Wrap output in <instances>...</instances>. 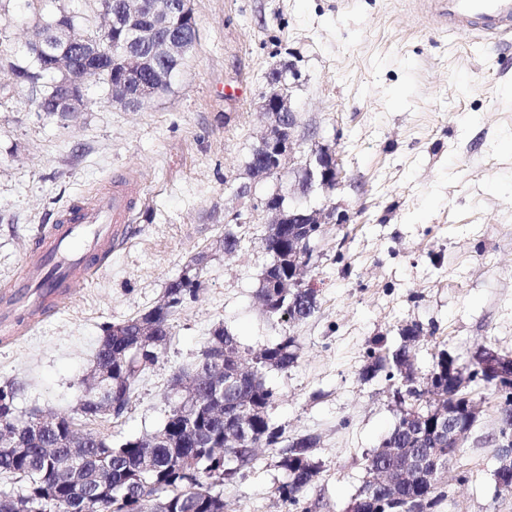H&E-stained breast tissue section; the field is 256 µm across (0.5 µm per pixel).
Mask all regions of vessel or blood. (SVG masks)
<instances>
[{
	"label": "vessel or blood",
	"instance_id": "obj_1",
	"mask_svg": "<svg viewBox=\"0 0 512 512\" xmlns=\"http://www.w3.org/2000/svg\"><path fill=\"white\" fill-rule=\"evenodd\" d=\"M453 27L484 32L512 29V0H434ZM137 176L122 175L61 210L26 251L19 274L0 286V343L19 341L56 313L90 267L99 266L133 234L141 199Z\"/></svg>",
	"mask_w": 512,
	"mask_h": 512
}]
</instances>
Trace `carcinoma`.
Masks as SVG:
<instances>
[{"label":"carcinoma","mask_w":512,"mask_h":512,"mask_svg":"<svg viewBox=\"0 0 512 512\" xmlns=\"http://www.w3.org/2000/svg\"><path fill=\"white\" fill-rule=\"evenodd\" d=\"M10 69L31 82L35 91L32 103L42 111V99L53 92L54 83L33 60L9 62ZM296 225L289 224L276 237L262 240L270 258L288 257V234ZM200 287L198 274L186 270L169 282L164 303L127 321L102 327L94 360L93 379L105 395L99 402L87 399L81 413L110 415L120 418L129 408L141 374L158 362L162 348L170 339L169 320L183 305L196 296ZM317 299L305 303L303 296L288 292L286 304L266 315L279 320L301 322L317 309ZM423 329H405L404 344L390 349L382 340L369 347L368 363L361 378L370 380L385 373V380L396 387L395 379L403 371H412L413 362L407 342L422 335ZM298 344L294 336H284L251 353L255 365L265 371H286L298 360ZM241 351L237 337L228 330L216 328L200 351L192 371L178 374L182 383L183 412L191 415L193 432L187 431V419L172 413L165 425L152 435L128 439L114 444L104 436L83 433L75 418L39 428L29 425L35 412L21 420L17 416L16 399L21 386L7 383L0 386V407L12 410L14 425L9 436L0 435V477L20 485V491L0 490V512H224V485L232 482L255 461L256 449H278V467L284 481L277 488L279 497L293 512H313L306 493L318 480L321 466L314 460L320 438L304 434L291 439L275 425L270 408L275 391L266 385L265 377L254 370L229 383L220 395L224 410L240 409L247 418L250 438L239 447L224 438V423L210 415V407L199 404L195 373L204 368H231L223 359L224 351ZM457 372L455 384H448V369ZM432 384L408 391L396 405L417 407L424 420L415 427L398 417L390 435L378 448L365 456L367 479L363 512H414L412 504L421 502L431 510L445 494L439 483L425 486L399 487L393 491L372 488L379 468L401 463L408 456L429 459L427 449L416 447L412 434L432 439L437 425L435 410L452 400L465 401L473 390L489 383L478 377L475 364H457L442 350L435 356L430 370ZM82 463V483L75 485L68 478L73 458Z\"/></svg>","instance_id":"carcinoma-1"}]
</instances>
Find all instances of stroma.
Listing matches in <instances>:
<instances>
[{"instance_id": "35a3bbf8", "label": "stroma", "mask_w": 512, "mask_h": 512, "mask_svg": "<svg viewBox=\"0 0 512 512\" xmlns=\"http://www.w3.org/2000/svg\"><path fill=\"white\" fill-rule=\"evenodd\" d=\"M431 0H192L195 46L171 89L130 111L88 82L81 112L36 111L26 84L0 65V284L17 271L40 226L112 175L138 176L142 201L131 239L81 283L62 309L13 345H0V385L18 382V414H73L101 327L164 301L194 267L201 287L170 320L171 338L137 383L119 420L82 424L113 442L162 428L172 377L190 369L210 333L234 332L259 349L298 339V360L266 375L271 415L286 436L319 435L323 465L308 497L316 512H346L364 457L392 429L397 406L383 377L365 381L377 338L411 347L417 376L447 351L468 364L489 347L512 354V30L489 37L445 27ZM96 0H0V43L23 61L31 13L76 15L95 26ZM293 63L297 135L336 153L344 178L307 206L336 207L312 243L307 273L319 290L302 323L271 320L256 297L269 262L259 201L287 179L236 189L268 118L267 72ZM245 85L242 99L225 98ZM240 247L225 252V225ZM478 420L462 457L464 479L440 485L434 512H512L495 495L498 398L477 390ZM276 451L261 449L247 476L224 488L225 512H288Z\"/></svg>"}]
</instances>
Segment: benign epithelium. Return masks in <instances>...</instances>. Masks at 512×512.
<instances>
[{"mask_svg": "<svg viewBox=\"0 0 512 512\" xmlns=\"http://www.w3.org/2000/svg\"><path fill=\"white\" fill-rule=\"evenodd\" d=\"M188 18L193 15L191 0H124L119 14L112 15V2L104 4L100 11L104 26L109 31L125 29L135 37H141V30L135 22L145 15L156 18L159 25H168L172 10ZM58 34L52 39L39 35V29L32 27L33 38L26 43L30 54L39 60L46 70L64 76L56 84L54 97L46 106L50 112H80L85 105L84 81L86 74L97 68L102 55L99 41L80 36L69 16L63 14L57 22ZM160 55L167 59H180L186 50V41L176 30L166 32L157 41ZM118 70L113 72L110 83L112 102L129 109H142L164 90V85L156 82L151 72L156 70L154 61L144 55L122 50L113 55ZM269 91L262 105L269 117L266 129L261 133L258 147L265 149L268 162L247 163L250 182L237 188L239 196L252 194L254 184L278 177L289 171L294 175L293 191L307 196L316 189L331 190L341 182V170L333 151L315 141L309 150H304L302 140L297 138V108L293 102L294 89L299 86V74L295 66L285 63L273 68L267 77ZM285 195L278 191L267 196L262 203V212L269 216L268 234L277 233L281 225L293 223L294 216L287 214L284 206ZM305 224L332 223L336 208L306 209ZM313 250L311 241L298 239V246L288 253V278L275 277V266L267 265L265 277L271 280L273 288H294L308 293L314 284L306 281L305 273L310 267ZM478 371L501 390L512 387V356L495 350L485 349L473 358ZM440 423L437 426V448L465 446L473 424L476 409L467 403L440 409ZM503 477L502 487L512 486V448L504 449L501 457ZM438 467L428 466L419 460L410 461L399 468H387L380 473L375 483L386 489L396 485H413L435 482Z\"/></svg>", "mask_w": 512, "mask_h": 512, "instance_id": "benign-epithelium-1", "label": "benign epithelium"}]
</instances>
